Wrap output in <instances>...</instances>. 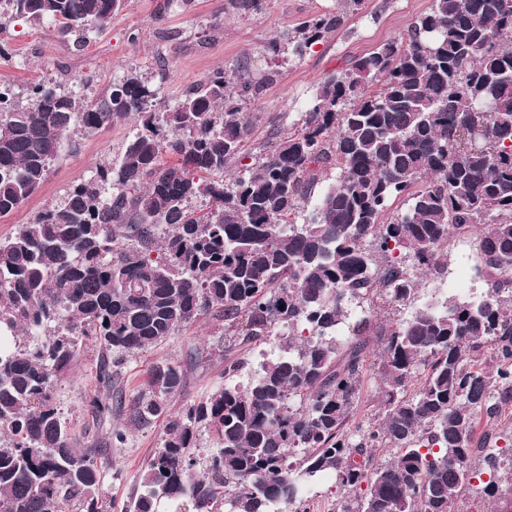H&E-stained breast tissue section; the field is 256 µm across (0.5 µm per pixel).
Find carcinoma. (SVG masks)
I'll use <instances>...</instances> for the list:
<instances>
[{
	"mask_svg": "<svg viewBox=\"0 0 512 512\" xmlns=\"http://www.w3.org/2000/svg\"><path fill=\"white\" fill-rule=\"evenodd\" d=\"M127 2L8 0L76 47ZM362 2L340 0L268 53L302 56ZM273 81L252 61L219 67L163 111L134 71L91 104L35 83L22 105L0 83V218L40 187L75 127L135 119L118 159L0 239V512H65L75 495L80 512H104L57 381L85 338L135 354L216 307L227 383L171 415L181 367L149 370L135 421L165 418V437L133 512L182 499L195 512H306L302 490L324 472L349 498L343 512H453L474 481L494 512L512 502V446L473 447L477 416L512 400V0H433L406 37L323 81L298 129L254 143L259 119L244 107ZM325 168L336 180L318 192ZM309 205L307 222L290 221ZM471 233L480 296L346 323L352 301L409 305L419 278L447 277L448 238ZM283 329L280 352L235 381L234 346ZM374 342L383 417L354 437L344 427ZM485 348L488 370L476 365ZM202 426L219 444L199 476ZM378 448L391 451L382 464Z\"/></svg>",
	"mask_w": 512,
	"mask_h": 512,
	"instance_id": "cac0c4a2",
	"label": "carcinoma"
}]
</instances>
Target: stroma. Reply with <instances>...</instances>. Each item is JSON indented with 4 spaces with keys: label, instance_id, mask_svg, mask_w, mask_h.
<instances>
[{
    "label": "stroma",
    "instance_id": "1",
    "mask_svg": "<svg viewBox=\"0 0 512 512\" xmlns=\"http://www.w3.org/2000/svg\"><path fill=\"white\" fill-rule=\"evenodd\" d=\"M225 0H193L189 7L165 0H129L126 8L101 30L91 29L83 47L58 36L48 22L38 25L15 19L11 6H0V82L12 86L19 103H26L29 87L56 83L76 100L99 98L113 81L134 71L157 88L156 109L173 107L181 95L219 66L233 67L257 61L274 72L275 79L248 111L260 115L263 134H284L299 127L309 101L323 80L356 58L384 43L406 36L411 23L428 12L431 0H364L345 25L314 45L300 58L269 60L263 49L273 37L287 38L311 16L335 11L336 0H264L260 11L244 16L225 13ZM165 66H158V59ZM278 126L267 124L268 117ZM135 128L126 121L91 133L74 128L68 145L55 160L39 189L8 218L0 219V238L18 225L32 221L46 206L58 203L68 189L93 177L99 164L117 158ZM477 256L472 236L448 241V280L441 288L420 285L421 298L432 290L460 298L484 291L476 274ZM103 349L95 339H84L76 357L54 389V401L80 447L95 449L100 489L108 512H129L141 491L145 467L162 445L163 419L145 424L134 421L135 400L152 366L174 362L185 377L167 405L182 412L221 389L224 378V316L213 310L197 322L176 331L164 342L112 365V385L98 378ZM377 351L367 352L359 399L346 428L349 433L377 424L381 414V381ZM109 404L100 414L94 400ZM125 430L124 444L112 439L113 429Z\"/></svg>",
    "mask_w": 512,
    "mask_h": 512
}]
</instances>
